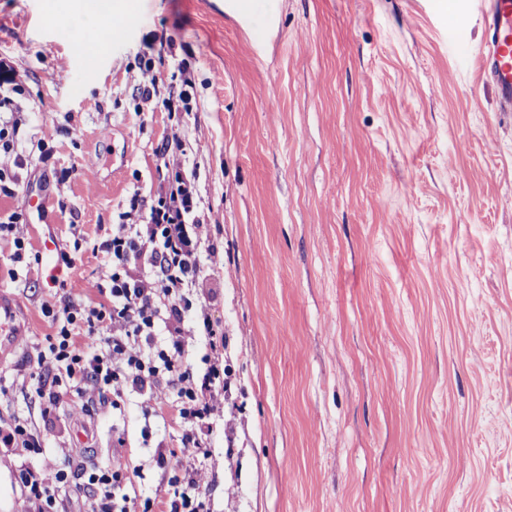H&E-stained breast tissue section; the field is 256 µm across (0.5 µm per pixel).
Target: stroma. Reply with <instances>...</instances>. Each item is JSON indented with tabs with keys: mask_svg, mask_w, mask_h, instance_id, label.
<instances>
[{
	"mask_svg": "<svg viewBox=\"0 0 512 512\" xmlns=\"http://www.w3.org/2000/svg\"><path fill=\"white\" fill-rule=\"evenodd\" d=\"M485 2L135 0L133 25L87 52L50 0H0V118L21 119L23 157L0 159L19 178L0 217L21 214L32 243L15 264L0 240L19 336L0 421L41 441L0 447V512H37L20 469L115 455L138 498L166 493L171 410L107 393L44 417L28 372L53 332L42 301L95 296L96 246L157 191L174 134L234 380L216 405L234 439L214 428L193 473L211 512H512V112L479 61Z\"/></svg>",
	"mask_w": 512,
	"mask_h": 512,
	"instance_id": "35a3bbf8",
	"label": "stroma"
}]
</instances>
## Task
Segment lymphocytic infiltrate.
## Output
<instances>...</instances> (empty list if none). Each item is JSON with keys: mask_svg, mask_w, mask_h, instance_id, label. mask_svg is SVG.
Segmentation results:
<instances>
[{"mask_svg": "<svg viewBox=\"0 0 512 512\" xmlns=\"http://www.w3.org/2000/svg\"><path fill=\"white\" fill-rule=\"evenodd\" d=\"M182 141L172 135L160 156L167 175L149 205L142 224H120L102 243L107 282L97 285L98 299L44 301L43 315L55 332L46 351L35 361V392L44 414H51L69 395L111 392L122 397L133 391L146 396V413L156 411L151 396L166 385L168 406L182 430V450L204 452L211 429L214 403L229 392L217 330L208 315L186 325L204 274L199 209L195 179L181 167ZM212 338L203 366L186 354V339L195 333ZM181 452H158L156 465L169 473L167 495L146 501L143 512H209L207 496L183 468ZM28 498L41 512L56 505L55 490L68 482L66 468L39 474H19ZM88 492V512H112L118 490L131 486L129 466L113 457L109 466L82 473Z\"/></svg>", "mask_w": 512, "mask_h": 512, "instance_id": "f902f5d3", "label": "lymphocytic infiltrate"}]
</instances>
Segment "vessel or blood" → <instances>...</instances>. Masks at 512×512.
Instances as JSON below:
<instances>
[{
  "label": "vessel or blood",
  "instance_id": "b4317fda",
  "mask_svg": "<svg viewBox=\"0 0 512 512\" xmlns=\"http://www.w3.org/2000/svg\"><path fill=\"white\" fill-rule=\"evenodd\" d=\"M484 67L502 111L512 112V0H490L485 15Z\"/></svg>",
  "mask_w": 512,
  "mask_h": 512
}]
</instances>
